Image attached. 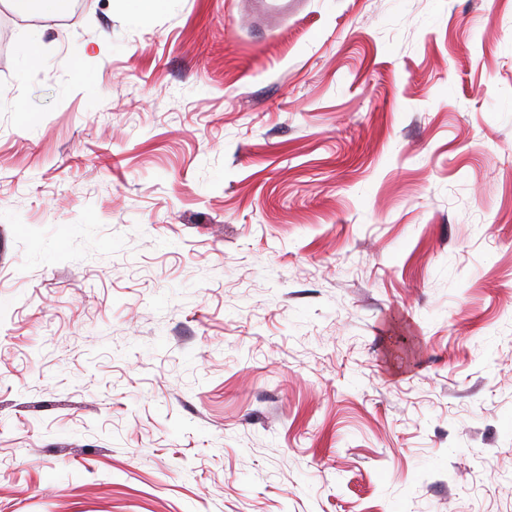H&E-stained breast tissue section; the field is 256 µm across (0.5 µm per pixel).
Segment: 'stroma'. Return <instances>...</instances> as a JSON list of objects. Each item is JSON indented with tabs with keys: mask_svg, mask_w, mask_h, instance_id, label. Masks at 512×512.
I'll return each instance as SVG.
<instances>
[{
	"mask_svg": "<svg viewBox=\"0 0 512 512\" xmlns=\"http://www.w3.org/2000/svg\"><path fill=\"white\" fill-rule=\"evenodd\" d=\"M0 27V512H512V0Z\"/></svg>",
	"mask_w": 512,
	"mask_h": 512,
	"instance_id": "35a3bbf8",
	"label": "stroma"
}]
</instances>
